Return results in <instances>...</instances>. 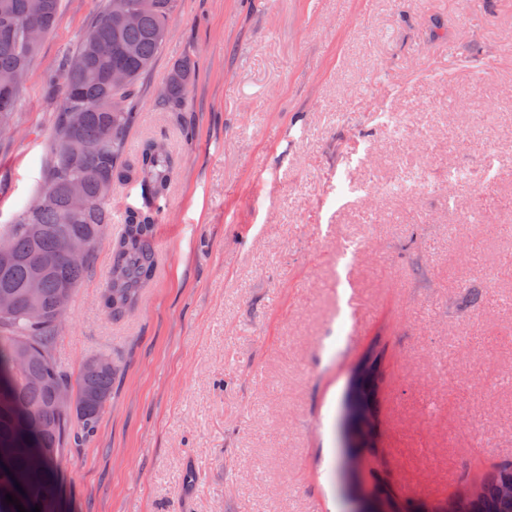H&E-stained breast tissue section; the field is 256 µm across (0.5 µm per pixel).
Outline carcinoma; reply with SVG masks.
I'll use <instances>...</instances> for the list:
<instances>
[{"mask_svg":"<svg viewBox=\"0 0 512 512\" xmlns=\"http://www.w3.org/2000/svg\"><path fill=\"white\" fill-rule=\"evenodd\" d=\"M178 0H107L106 9L85 34L79 51L62 68V101L52 130L53 159L39 194L45 202L24 206L6 228H0V291L11 290L13 309L0 313V512H18L5 501L9 493L27 510L47 496L48 475L54 472L62 449L89 439L111 398L118 377L112 358L97 356L105 367H83L76 391L52 355V344L64 315L54 308L57 294H74L95 250L108 245L111 268L101 302L114 320L138 306L156 269V219L150 206L130 207L119 235L110 233L112 214L105 205L112 190L135 183L148 201L162 197L169 187L174 160L155 142L142 145L136 161L124 158L127 135L138 119L135 96L142 75L153 65L170 36L169 21ZM61 0H0V77L28 74L41 42L31 29L51 31ZM133 14L137 21L127 23ZM121 72L125 81L112 82ZM195 76V65L185 59L169 73L162 99L180 102ZM24 84L0 87V131L13 126ZM89 241V251L70 258L61 240ZM49 269L42 283L43 309L29 312L25 286L37 260ZM26 351L20 367L16 353ZM354 386L346 402L358 417L377 425L382 353L372 348L357 365ZM69 393L57 405L54 394ZM512 484V462L498 465L467 499L451 498L441 506L421 504L419 512H512V497L501 487ZM22 490H17V487Z\"/></svg>","mask_w":512,"mask_h":512,"instance_id":"cac0c4a2","label":"carcinoma"}]
</instances>
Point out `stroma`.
Instances as JSON below:
<instances>
[{
    "label": "stroma",
    "instance_id": "obj_1",
    "mask_svg": "<svg viewBox=\"0 0 512 512\" xmlns=\"http://www.w3.org/2000/svg\"><path fill=\"white\" fill-rule=\"evenodd\" d=\"M106 0H62L12 129L0 225L36 194L60 96L46 75ZM141 77L125 156L163 143L155 277L112 320L101 246L52 352L121 370L94 437L64 449L41 512H346L341 400L384 352L365 477L448 498L512 461V0H178ZM192 59L185 100L159 94ZM494 153L476 189L358 190Z\"/></svg>",
    "mask_w": 512,
    "mask_h": 512
}]
</instances>
